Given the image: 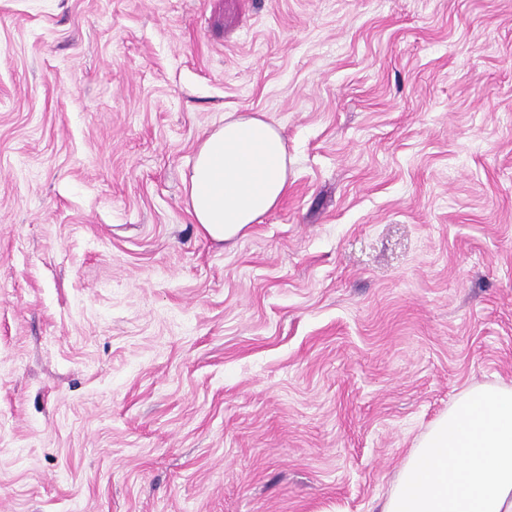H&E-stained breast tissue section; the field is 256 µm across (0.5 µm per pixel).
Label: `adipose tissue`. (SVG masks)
I'll return each mask as SVG.
<instances>
[{
	"instance_id": "1",
	"label": "adipose tissue",
	"mask_w": 512,
	"mask_h": 512,
	"mask_svg": "<svg viewBox=\"0 0 512 512\" xmlns=\"http://www.w3.org/2000/svg\"><path fill=\"white\" fill-rule=\"evenodd\" d=\"M184 183L198 232L217 242L235 239L285 196V141L264 117L226 121L199 144Z\"/></svg>"
}]
</instances>
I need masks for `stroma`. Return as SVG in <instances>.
<instances>
[{
	"label": "stroma",
	"mask_w": 512,
	"mask_h": 512,
	"mask_svg": "<svg viewBox=\"0 0 512 512\" xmlns=\"http://www.w3.org/2000/svg\"><path fill=\"white\" fill-rule=\"evenodd\" d=\"M264 113L288 192L183 178ZM512 389V0H0V512H380ZM288 162L279 129L264 117L225 121L199 144L184 178L198 232L223 242L259 223L287 192Z\"/></svg>",
	"instance_id": "obj_1"
}]
</instances>
